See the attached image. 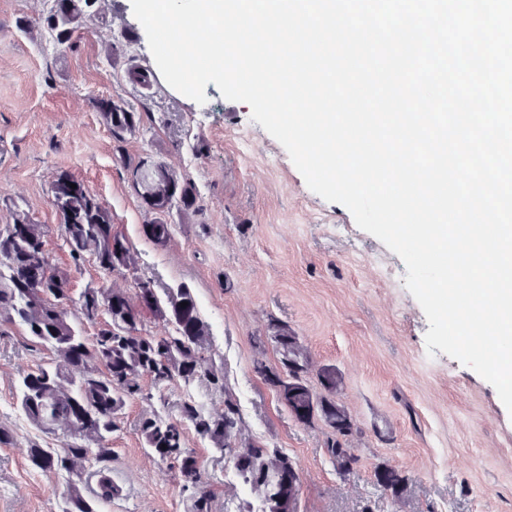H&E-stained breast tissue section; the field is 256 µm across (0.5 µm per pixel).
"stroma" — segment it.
<instances>
[{"label": "stroma", "mask_w": 512, "mask_h": 512, "mask_svg": "<svg viewBox=\"0 0 512 512\" xmlns=\"http://www.w3.org/2000/svg\"><path fill=\"white\" fill-rule=\"evenodd\" d=\"M48 0H0V227L19 209L47 225L51 263L69 270L71 295L88 287L135 295L191 288L210 328L208 353L225 392L198 381L123 410L112 480L121 492L103 512H189L169 461L150 455L139 433L143 413H178L187 397L216 413L232 395L250 436L292 457L302 475L296 512H512V413L494 386L444 353L428 356L427 318L405 286L401 258L360 229L344 206L312 192L285 148L243 102L207 84L199 104L163 80L135 84L131 68L154 66L131 0H94L69 43H52L39 18ZM112 99L139 113L134 132L116 139L97 108ZM166 163L194 183L198 208L172 211V236L159 247L144 233L154 215L132 189L126 162ZM62 174L82 182L110 211L138 255L135 269L104 274L73 269L50 201ZM288 325L316 367L346 382L342 401L358 428L359 461L339 472L326 452L322 421L298 422L253 370L280 355L269 326ZM19 325L0 326V512H60L66 476L32 469L30 446L67 447L70 432L46 434L22 413L20 377L47 363ZM186 445L202 462L214 512L260 503L224 454L194 429ZM396 468L406 491L395 498L377 471Z\"/></svg>", "instance_id": "35a3bbf8"}]
</instances>
